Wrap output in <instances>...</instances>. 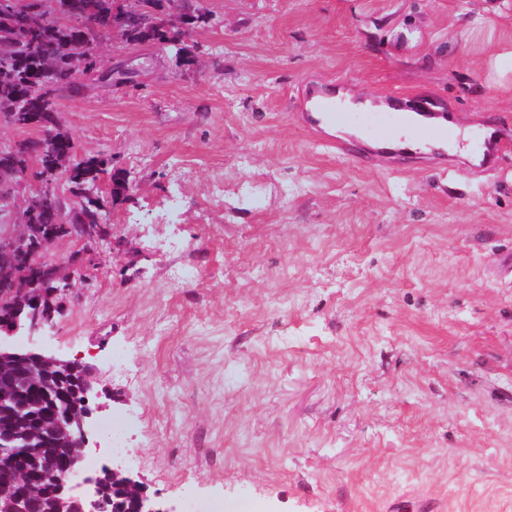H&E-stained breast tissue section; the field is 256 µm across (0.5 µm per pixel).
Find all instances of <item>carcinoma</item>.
<instances>
[{
	"mask_svg": "<svg viewBox=\"0 0 512 512\" xmlns=\"http://www.w3.org/2000/svg\"><path fill=\"white\" fill-rule=\"evenodd\" d=\"M42 23L29 21V13L0 16V118L13 127L34 132V136L12 144H0V177L15 172L40 183L36 202L21 216L29 240L42 242L51 231L69 225L66 237H84L83 225L106 223V205L99 183L109 171L110 161L100 154H80L73 136L63 129L58 117V97L83 94L85 85L72 80L78 66L93 62L73 60L68 48L83 43L99 29L115 25L121 0H54L46 11L42 0H33ZM154 24L140 28L132 21L123 34L134 41H150L175 47L182 35L172 23V0H149ZM64 178L70 196L83 201L79 209L64 210L62 196L52 182ZM25 272V281L37 294L51 289L41 280L39 269L0 264V294L9 292L15 277ZM56 406L45 390L42 373L33 374L15 361H0V418L8 425L0 428V499L8 497L15 481L18 461L25 462L34 477L30 487L32 512H58L51 474L68 456V448L58 441L53 450L45 448L47 438L58 434ZM104 498L130 512L131 500L114 490L112 477L104 473Z\"/></svg>",
	"mask_w": 512,
	"mask_h": 512,
	"instance_id": "1",
	"label": "carcinoma"
}]
</instances>
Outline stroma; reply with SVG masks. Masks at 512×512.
I'll return each mask as SVG.
<instances>
[{
	"label": "stroma",
	"instance_id": "1",
	"mask_svg": "<svg viewBox=\"0 0 512 512\" xmlns=\"http://www.w3.org/2000/svg\"><path fill=\"white\" fill-rule=\"evenodd\" d=\"M195 7L178 53L102 31L123 84L60 98L112 161L107 222L57 242L50 322L0 345L84 359L94 419L140 417L165 512H512V0ZM310 85L417 96L506 148L467 176L339 153L297 120Z\"/></svg>",
	"mask_w": 512,
	"mask_h": 512
}]
</instances>
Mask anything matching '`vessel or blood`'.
<instances>
[{
    "instance_id": "1",
    "label": "vessel or blood",
    "mask_w": 512,
    "mask_h": 512,
    "mask_svg": "<svg viewBox=\"0 0 512 512\" xmlns=\"http://www.w3.org/2000/svg\"><path fill=\"white\" fill-rule=\"evenodd\" d=\"M305 129L329 133V145L337 151L351 149L352 139H363L380 152L399 159H413L428 154H447L455 133L446 113L431 111L426 101L410 103L406 95L390 93L370 98L362 105L333 92L313 91L305 112L300 115ZM351 131V138H333V130ZM469 166L473 169L493 167L502 147L496 126L485 125L467 142Z\"/></svg>"
}]
</instances>
